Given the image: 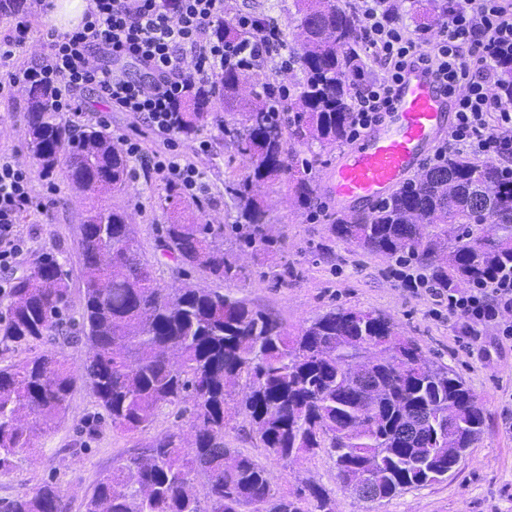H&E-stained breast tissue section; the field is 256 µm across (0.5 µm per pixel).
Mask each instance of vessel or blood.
<instances>
[{"instance_id":"b4317fda","label":"vessel or blood","mask_w":512,"mask_h":512,"mask_svg":"<svg viewBox=\"0 0 512 512\" xmlns=\"http://www.w3.org/2000/svg\"><path fill=\"white\" fill-rule=\"evenodd\" d=\"M454 118L453 103L433 74L420 65L405 69L391 111L331 167L327 194L349 211L371 208L419 168Z\"/></svg>"}]
</instances>
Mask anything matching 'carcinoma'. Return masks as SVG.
Instances as JSON below:
<instances>
[{
	"label": "carcinoma",
	"mask_w": 512,
	"mask_h": 512,
	"mask_svg": "<svg viewBox=\"0 0 512 512\" xmlns=\"http://www.w3.org/2000/svg\"><path fill=\"white\" fill-rule=\"evenodd\" d=\"M300 89L285 112L264 84L246 111L224 121L243 157L225 184L235 200V240L182 201L175 184L164 197L168 223L159 242L183 272L202 270L222 288L162 285L144 257L126 210L97 200L80 228L83 307L77 341L88 346L83 371L50 349L0 367V476L16 466L36 432L66 418L78 383L90 387L112 428L135 437L169 407L191 416L195 434L165 432L142 451L113 460L85 512H335L320 485L278 494L268 471L224 443L237 418L269 455L288 463L325 450L344 487H370L377 501L448 478L483 434L485 410L450 367L429 361L385 315L335 308L292 333L279 316L239 295L247 277L237 248L273 253L279 228L255 187L287 180L311 203L313 180L290 163L295 146H334L348 138L353 78L362 69L360 15L341 0H296ZM498 96L512 103V57L499 62ZM243 71L224 68L208 86L193 85L178 104L179 133L194 139L215 120L218 101L234 110ZM26 150L41 177L66 167L88 198L129 185V164L112 137L72 129L52 110L50 87L27 89ZM453 236H448V230ZM331 233L346 245L424 266L440 288L484 284L512 271V182L490 159L452 155L368 211L340 213ZM0 311V343L64 336L70 284L54 255L9 289ZM4 512H66L60 490L45 484L19 495Z\"/></svg>",
	"instance_id": "cac0c4a2"
}]
</instances>
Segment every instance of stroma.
Instances as JSON below:
<instances>
[{"mask_svg": "<svg viewBox=\"0 0 512 512\" xmlns=\"http://www.w3.org/2000/svg\"><path fill=\"white\" fill-rule=\"evenodd\" d=\"M240 11L275 19L284 35L293 31L295 0H228L227 16ZM27 126L24 90L0 94V154L27 161ZM203 139L210 144L204 153L199 152L198 142L178 144L182 155L204 174L206 190L192 199L191 205L212 223L228 225L235 220V209L224 182L231 169L241 168L242 157L219 127H211ZM344 149L341 143L328 148L316 144L297 147L293 164H313L312 174L320 186L316 203L299 206L287 183L268 192L266 201L285 238L276 253L256 250L242 254L241 262L249 272L244 293L255 305L275 312L292 331L334 307L371 310L390 317L402 335L415 340L431 360L451 367L478 396L485 409L484 432L447 479L404 491L379 504L360 500L346 490L327 453L285 467L273 461L256 440L241 438L234 430H227L225 440L266 466L277 492L285 494L302 484L316 483L328 491L336 512H512V432L503 425L505 412L512 407V341L486 329L477 347L468 348L459 319L450 316L447 307L434 305L429 295L414 296L401 288L394 274L395 261L342 244L330 234V219L337 207L321 186ZM130 168L133 175L126 191L105 195V203L132 214L145 256L155 261L166 287H214V280L205 273L193 271L184 276L171 261L159 258L156 243L167 221L160 197L167 182L142 167L140 161H131ZM33 189L38 205L24 213L19 224L29 249L14 272L29 271L46 255L57 256L69 276L71 304L66 319L73 325L83 303L78 240L85 203L60 169L50 178L36 177ZM59 347L72 369L80 370L88 356L87 347L80 342L64 343L57 336L27 345L0 343V366ZM99 411L89 388L77 385L66 419L55 430L38 434L34 447L21 452L17 467L0 478V504L53 482L64 495L67 512H84L86 497L109 472L113 459L128 456L135 443H147L158 434L177 428L187 437L192 430L189 417H177L169 408L147 432L132 439L99 420Z\"/></svg>", "mask_w": 512, "mask_h": 512, "instance_id": "1", "label": "stroma"}]
</instances>
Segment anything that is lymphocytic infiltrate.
<instances>
[{
    "label": "lymphocytic infiltrate",
    "mask_w": 512,
    "mask_h": 512,
    "mask_svg": "<svg viewBox=\"0 0 512 512\" xmlns=\"http://www.w3.org/2000/svg\"><path fill=\"white\" fill-rule=\"evenodd\" d=\"M88 2L81 25L48 35L38 64L9 72L8 86L53 87L56 111L72 117L82 112L77 92H97L103 103L145 120L164 140V152L148 156L132 142L127 155L194 193L203 186V173L175 151L176 104L188 79L208 80L228 63L251 70L275 61L286 48L279 26L237 13L233 23L241 37L228 48L212 33L214 25L224 21V0ZM358 12L365 48L383 74L358 83L350 140H357L391 109L401 72L422 64L456 99V122L436 150L435 161L451 151L487 156L512 179V108L489 94L499 79V58L512 56V0H456L437 35L425 40L396 22L381 0H360ZM128 59L142 67L147 81H135L121 69V61ZM33 176V166L0 155L1 271L10 270L24 253L17 224L21 212L34 204ZM400 278L403 288L447 304L467 335L480 326L512 339V274L462 292L432 287L417 270L401 272Z\"/></svg>",
    "instance_id": "1"
}]
</instances>
